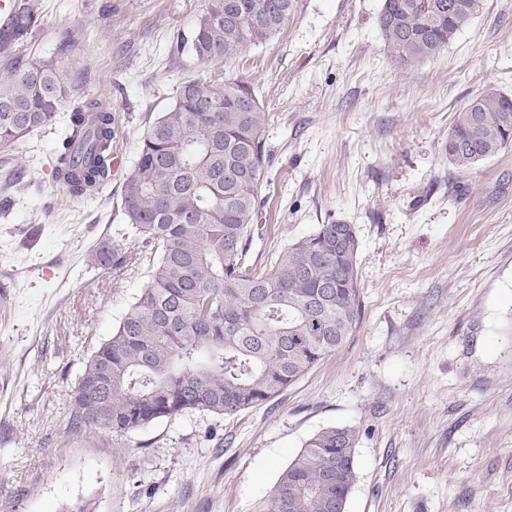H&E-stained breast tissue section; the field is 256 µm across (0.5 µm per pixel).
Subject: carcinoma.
Masks as SVG:
<instances>
[{"label": "carcinoma", "mask_w": 512, "mask_h": 512, "mask_svg": "<svg viewBox=\"0 0 512 512\" xmlns=\"http://www.w3.org/2000/svg\"><path fill=\"white\" fill-rule=\"evenodd\" d=\"M207 0L172 54L220 64L273 40L295 0ZM481 0H383L379 28L400 69L445 51ZM78 72L53 58L17 63L0 77V147L56 120L70 102L53 175L68 195L97 197L112 180V112L76 94ZM269 113L237 79H185L140 142L125 175L123 237L93 260L148 266V281L112 335L85 362L70 394L71 431L143 428L186 412L234 415L270 402L353 336L363 305L359 239L351 224H321L259 267L250 259L265 178ZM512 146V96L488 90L456 113L444 144L460 170ZM359 432H315L280 471L258 512H346Z\"/></svg>", "instance_id": "obj_1"}]
</instances>
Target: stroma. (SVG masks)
Returning a JSON list of instances; mask_svg holds the SVG:
<instances>
[{
  "label": "stroma",
  "mask_w": 512,
  "mask_h": 512,
  "mask_svg": "<svg viewBox=\"0 0 512 512\" xmlns=\"http://www.w3.org/2000/svg\"><path fill=\"white\" fill-rule=\"evenodd\" d=\"M33 2L40 25L0 73L32 56L81 71L126 164L179 82L247 81L269 114L253 258L355 225L363 316L265 405L70 431L83 363L148 277L91 266L123 222L122 179L69 197L52 178L54 135L32 132L0 150V176L27 169L0 210V512H255L334 424L359 432L346 512H512V148L468 171L443 150L470 98L512 95V0H482L447 50L405 69L378 27L382 0H295L275 39L208 68L169 56L205 0Z\"/></svg>",
  "instance_id": "1"
}]
</instances>
